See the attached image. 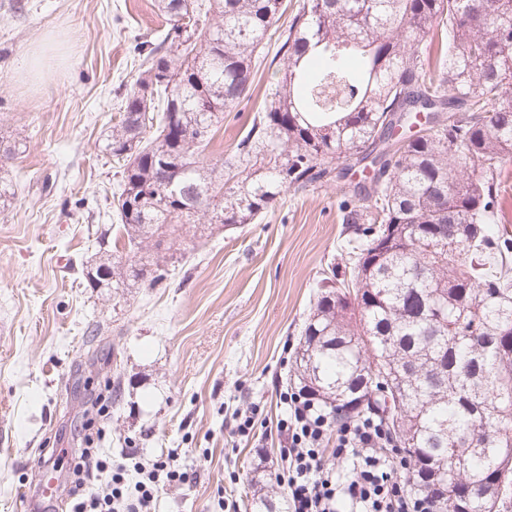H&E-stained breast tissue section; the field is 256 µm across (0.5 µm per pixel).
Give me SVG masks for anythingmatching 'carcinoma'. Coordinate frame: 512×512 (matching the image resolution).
Segmentation results:
<instances>
[{
	"instance_id": "obj_1",
	"label": "carcinoma",
	"mask_w": 512,
	"mask_h": 512,
	"mask_svg": "<svg viewBox=\"0 0 512 512\" xmlns=\"http://www.w3.org/2000/svg\"><path fill=\"white\" fill-rule=\"evenodd\" d=\"M156 6L170 28L138 47L140 74L105 137L128 250L99 263L90 286L155 284L183 225L251 224L282 189L331 178L353 144L368 145L379 168L366 203L342 205L355 225L346 272L321 279L297 379L334 422H380L413 463L410 490L438 491L442 512H481L471 488L493 485L496 512H512V480L500 479L512 466V238L495 227L512 162V0H302L232 181L203 154L251 95L288 5ZM428 39L440 44L433 65L419 48ZM419 108L438 127L390 148L393 124ZM171 178L175 197L162 194ZM385 224L419 231L392 233L377 252ZM450 224L456 245L438 243Z\"/></svg>"
}]
</instances>
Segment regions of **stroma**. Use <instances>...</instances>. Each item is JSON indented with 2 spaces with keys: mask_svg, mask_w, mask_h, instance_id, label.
<instances>
[{
  "mask_svg": "<svg viewBox=\"0 0 512 512\" xmlns=\"http://www.w3.org/2000/svg\"><path fill=\"white\" fill-rule=\"evenodd\" d=\"M166 21L155 0H0V512H26L45 477L61 490L85 445L94 401L119 378L101 419L113 466L174 456L185 482L161 489L155 512H286L277 420L318 281L343 269L351 230L339 204L362 174L282 190L260 220L191 231L154 286L90 287L97 238L114 237L103 200L116 190L104 149L117 104L137 79L138 43ZM39 73H25L28 58ZM268 83L224 115L210 159L231 160ZM253 413L252 437L234 434Z\"/></svg>",
  "mask_w": 512,
  "mask_h": 512,
  "instance_id": "1",
  "label": "stroma"
}]
</instances>
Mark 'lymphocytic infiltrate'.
<instances>
[{
	"mask_svg": "<svg viewBox=\"0 0 512 512\" xmlns=\"http://www.w3.org/2000/svg\"><path fill=\"white\" fill-rule=\"evenodd\" d=\"M290 403L289 417L276 425L288 443L284 450L288 466L282 480L288 487L289 512H435L434 497L407 490L381 426L363 421L333 427L315 395H295ZM331 433L336 436L337 459L350 469L348 478L321 465L320 451ZM72 467L77 479L68 491L70 512H151L160 480L185 479L169 462L158 460L133 491H126L123 473L113 472L112 487L96 493L87 481L94 474L112 472L111 462L82 448Z\"/></svg>",
	"mask_w": 512,
	"mask_h": 512,
	"instance_id": "obj_1",
	"label": "lymphocytic infiltrate"
}]
</instances>
